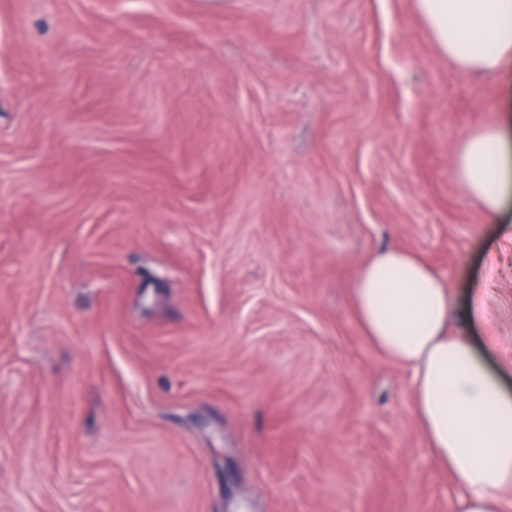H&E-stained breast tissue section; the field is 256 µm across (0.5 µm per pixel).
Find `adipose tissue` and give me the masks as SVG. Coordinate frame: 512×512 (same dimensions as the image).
<instances>
[{"label": "adipose tissue", "instance_id": "1", "mask_svg": "<svg viewBox=\"0 0 512 512\" xmlns=\"http://www.w3.org/2000/svg\"><path fill=\"white\" fill-rule=\"evenodd\" d=\"M457 70L495 77L512 67V0H415ZM468 194L496 222L512 194V143L489 126L461 143ZM353 303L364 335L409 374L413 409L456 512H512V394L468 336L448 332L455 300L444 279L396 248L361 265Z\"/></svg>", "mask_w": 512, "mask_h": 512}]
</instances>
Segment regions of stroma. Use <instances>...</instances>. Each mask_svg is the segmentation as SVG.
I'll return each mask as SVG.
<instances>
[{
  "instance_id": "obj_1",
  "label": "stroma",
  "mask_w": 512,
  "mask_h": 512,
  "mask_svg": "<svg viewBox=\"0 0 512 512\" xmlns=\"http://www.w3.org/2000/svg\"><path fill=\"white\" fill-rule=\"evenodd\" d=\"M492 124L414 0H0V512H455L352 288L419 255L512 392ZM456 166L467 193L481 206L487 220L497 222L512 192V143L500 126L468 135L461 143Z\"/></svg>"
}]
</instances>
